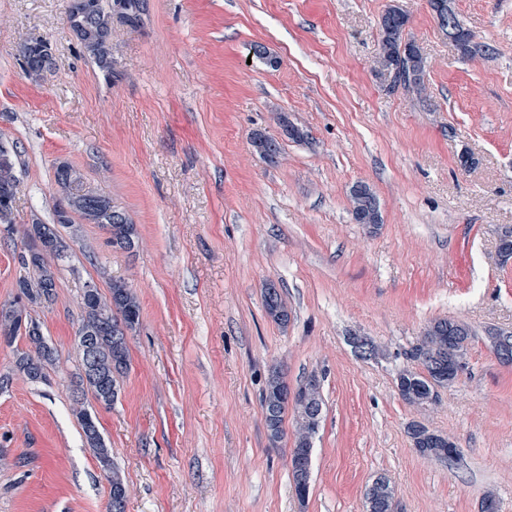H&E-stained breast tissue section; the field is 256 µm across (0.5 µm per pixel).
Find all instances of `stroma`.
Returning <instances> with one entry per match:
<instances>
[{
    "label": "stroma",
    "mask_w": 512,
    "mask_h": 512,
    "mask_svg": "<svg viewBox=\"0 0 512 512\" xmlns=\"http://www.w3.org/2000/svg\"><path fill=\"white\" fill-rule=\"evenodd\" d=\"M70 0H0V141L16 147L17 228L53 221L65 161L125 209L133 250L96 224L61 230L56 299L36 309L59 352L45 381L14 375L0 343V512H108L109 485L71 411L73 346L86 283L131 285L140 325L110 409H98L128 484L126 512H364L379 475L399 512H512V363L485 341L512 331V0H452L475 42L462 56L429 0H147L140 26L112 22L105 80L67 30ZM409 18L425 57L424 97L378 76L380 19ZM52 44L55 66L26 78L18 49ZM262 46L267 59L254 57ZM305 137H283L280 116ZM277 138L271 165L254 131ZM376 193L375 233L349 189ZM291 310L267 317L264 283ZM469 323L467 364L439 402L405 404L397 371L424 327ZM359 333L387 359L359 357ZM321 379L323 417L309 495L288 451L267 444L266 378ZM447 435L455 466L412 447L409 422Z\"/></svg>",
    "instance_id": "35a3bbf8"
}]
</instances>
